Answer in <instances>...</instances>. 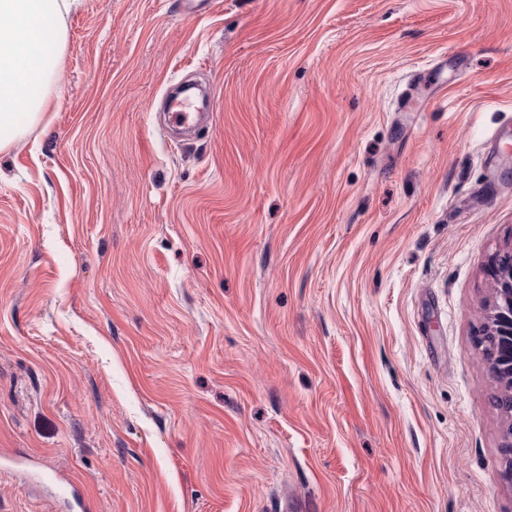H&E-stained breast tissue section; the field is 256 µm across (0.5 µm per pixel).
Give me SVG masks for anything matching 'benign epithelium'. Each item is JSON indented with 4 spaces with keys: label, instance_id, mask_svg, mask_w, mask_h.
<instances>
[{
    "label": "benign epithelium",
    "instance_id": "obj_1",
    "mask_svg": "<svg viewBox=\"0 0 512 512\" xmlns=\"http://www.w3.org/2000/svg\"><path fill=\"white\" fill-rule=\"evenodd\" d=\"M490 273L494 279V296L484 316L478 344L489 345L491 358L487 366L497 380L501 367L512 369V248L494 254ZM490 336L495 337L491 345Z\"/></svg>",
    "mask_w": 512,
    "mask_h": 512
}]
</instances>
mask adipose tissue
<instances>
[{"instance_id": "obj_1", "label": "adipose tissue", "mask_w": 512, "mask_h": 512, "mask_svg": "<svg viewBox=\"0 0 512 512\" xmlns=\"http://www.w3.org/2000/svg\"><path fill=\"white\" fill-rule=\"evenodd\" d=\"M76 0H0V151L49 111L52 64Z\"/></svg>"}]
</instances>
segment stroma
Instances as JSON below:
<instances>
[{
    "mask_svg": "<svg viewBox=\"0 0 512 512\" xmlns=\"http://www.w3.org/2000/svg\"><path fill=\"white\" fill-rule=\"evenodd\" d=\"M54 68L0 152V512H77L50 471L90 512H512V0H80ZM494 279L493 301L489 304L478 335V344L489 345L491 358L486 362L494 379L499 382L501 366L512 370V248L499 251L491 259ZM496 336L495 342H488Z\"/></svg>",
    "mask_w": 512,
    "mask_h": 512,
    "instance_id": "stroma-1",
    "label": "stroma"
}]
</instances>
